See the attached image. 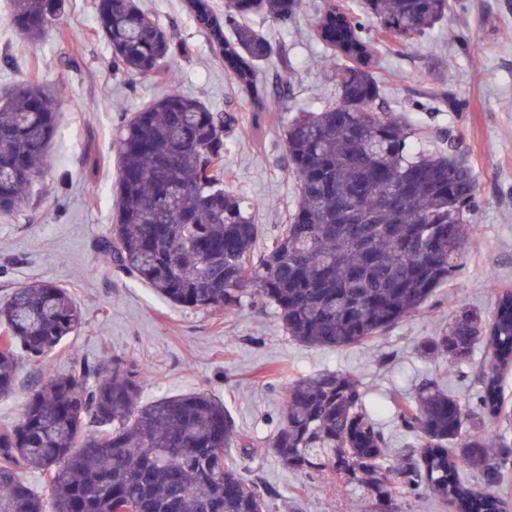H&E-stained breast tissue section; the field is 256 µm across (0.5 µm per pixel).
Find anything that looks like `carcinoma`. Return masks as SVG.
Returning a JSON list of instances; mask_svg holds the SVG:
<instances>
[{
    "mask_svg": "<svg viewBox=\"0 0 512 512\" xmlns=\"http://www.w3.org/2000/svg\"><path fill=\"white\" fill-rule=\"evenodd\" d=\"M7 20L28 39L62 23L64 0H10ZM301 0H186V9L224 61L254 119L271 108L258 78L271 43L241 18L265 14L292 24ZM449 0H361L355 11L323 0L318 39L338 53L336 102L300 112L284 132L298 201L266 251L248 202L224 188L226 134L236 123L172 86L124 121L116 150V271L163 300L231 312L244 302L273 308L296 341L364 347L424 312L451 281L473 239L475 180L464 159L408 143L411 129L378 105L374 46L366 19L391 37L423 36L448 17ZM97 32L112 70L129 79L167 68L187 48L173 43L136 0H97ZM54 92L24 80L0 95V217L20 211L34 180L52 167ZM82 324L67 289L52 282L16 288L0 305V397L28 365L47 371L19 422L0 427V512H265L258 485L233 449L242 434L224 402L202 390L140 402L147 374L126 356L71 361L53 354ZM486 356L478 367V346ZM451 369H477L475 406L437 380L416 385L397 419L407 448L394 452L384 406L362 382L325 369L295 380L271 438L286 469L334 475L336 491L361 490L358 512H397V500L427 493L452 512H504L498 488L512 472V435H471L476 421L505 412L512 371V291L492 314L462 308L448 328L419 343ZM47 476L37 493L21 469Z\"/></svg>",
    "mask_w": 512,
    "mask_h": 512,
    "instance_id": "carcinoma-1",
    "label": "carcinoma"
}]
</instances>
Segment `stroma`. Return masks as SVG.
Here are the masks:
<instances>
[{"instance_id":"1","label":"stroma","mask_w":512,"mask_h":512,"mask_svg":"<svg viewBox=\"0 0 512 512\" xmlns=\"http://www.w3.org/2000/svg\"><path fill=\"white\" fill-rule=\"evenodd\" d=\"M188 54L170 61L180 87L213 109L230 111L239 126L224 152V185L253 201L255 244L263 253L297 197L286 163L284 126L296 113L335 101V82L320 65L325 49L312 33L322 0H303L295 22L280 26L264 15L253 26L273 44L259 68L273 100L260 123L224 72V63L183 0H138ZM448 20L402 45L388 40L376 52L381 105L411 127L414 141L449 139L473 168L477 203L470 243L456 277L437 289L426 312L390 328L369 346L334 351L288 336L274 310L246 305L235 312L194 311L166 303L146 284L117 275L103 249L117 210L116 136L126 115L168 87L159 74L128 82L112 70L111 52L96 31L95 0H67L61 29L30 42L0 14V92L36 77L58 97L50 147L51 191L19 213L0 218V303L37 280L67 288L84 324L53 357L63 372L72 358L121 355L149 377L142 402L208 390L224 401L253 446L240 463L265 492L267 512H350L347 494L319 486L310 473L284 469L267 446L285 388L324 369L352 374L384 404L411 393L425 378L445 377L425 358L419 340L447 327L457 310L490 314L497 294L512 289V0H450ZM457 103L448 108L439 92Z\"/></svg>"}]
</instances>
